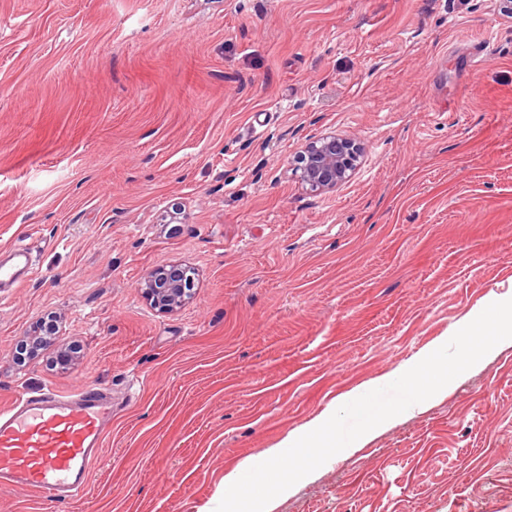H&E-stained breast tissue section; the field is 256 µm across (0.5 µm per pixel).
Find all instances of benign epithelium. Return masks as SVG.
Instances as JSON below:
<instances>
[{"label":"benign epithelium","instance_id":"7a95c632","mask_svg":"<svg viewBox=\"0 0 512 512\" xmlns=\"http://www.w3.org/2000/svg\"><path fill=\"white\" fill-rule=\"evenodd\" d=\"M364 148L352 137L332 133L306 140L295 165L299 179L312 191L330 192L347 182L360 164ZM197 270L187 264L152 271L140 288L153 308L171 311L191 297Z\"/></svg>","mask_w":512,"mask_h":512}]
</instances>
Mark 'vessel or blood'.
<instances>
[{
	"mask_svg": "<svg viewBox=\"0 0 512 512\" xmlns=\"http://www.w3.org/2000/svg\"><path fill=\"white\" fill-rule=\"evenodd\" d=\"M30 270L25 248L0 257V288ZM112 392L89 382L62 395L52 390L23 395L0 411V487L71 500L91 484L112 422Z\"/></svg>",
	"mask_w": 512,
	"mask_h": 512,
	"instance_id": "obj_1",
	"label": "vessel or blood"
}]
</instances>
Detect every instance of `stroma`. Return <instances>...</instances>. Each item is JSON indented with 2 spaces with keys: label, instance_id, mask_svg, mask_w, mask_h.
<instances>
[{
  "label": "stroma",
  "instance_id": "obj_1",
  "mask_svg": "<svg viewBox=\"0 0 512 512\" xmlns=\"http://www.w3.org/2000/svg\"><path fill=\"white\" fill-rule=\"evenodd\" d=\"M324 133L365 153L319 193L292 165ZM19 245L0 410L88 382L114 407L82 500L0 488V512H201L226 472L512 290V18L497 0H0V250ZM181 264L192 298L153 309L141 282ZM275 512H512V347Z\"/></svg>",
  "mask_w": 512,
  "mask_h": 512
}]
</instances>
